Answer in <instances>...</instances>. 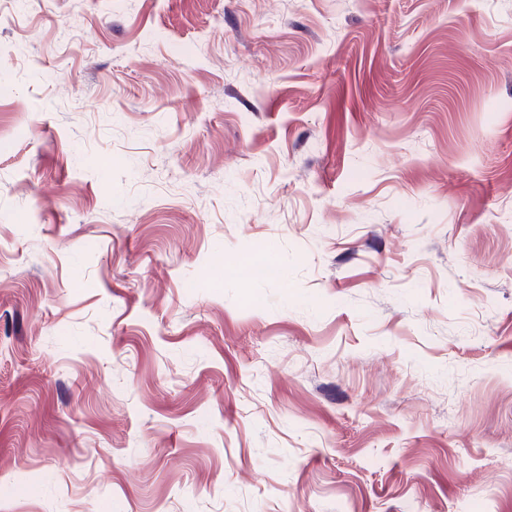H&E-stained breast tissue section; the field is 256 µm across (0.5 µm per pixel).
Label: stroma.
I'll use <instances>...</instances> for the list:
<instances>
[{
	"label": "stroma",
	"instance_id": "stroma-1",
	"mask_svg": "<svg viewBox=\"0 0 512 512\" xmlns=\"http://www.w3.org/2000/svg\"><path fill=\"white\" fill-rule=\"evenodd\" d=\"M0 512H512V0H10Z\"/></svg>",
	"mask_w": 512,
	"mask_h": 512
}]
</instances>
